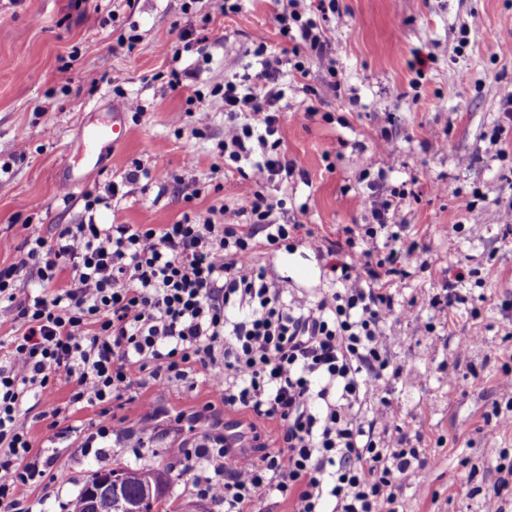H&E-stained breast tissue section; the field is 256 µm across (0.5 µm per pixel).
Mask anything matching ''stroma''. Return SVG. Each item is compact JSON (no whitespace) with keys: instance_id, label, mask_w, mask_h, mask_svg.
<instances>
[{"instance_id":"stroma-1","label":"stroma","mask_w":512,"mask_h":512,"mask_svg":"<svg viewBox=\"0 0 512 512\" xmlns=\"http://www.w3.org/2000/svg\"><path fill=\"white\" fill-rule=\"evenodd\" d=\"M0 0V236L11 249L0 252V268L18 260L20 226L39 225L53 236L57 225L86 218L83 194L117 187L99 224H172L190 210L223 201L247 207L237 173H213L217 144L224 137V103L212 93L233 75L253 72V50L265 43L269 58L282 57L288 43L272 22L281 0H245L239 13L214 12L209 0ZM200 28L198 52L179 60L163 54L182 32ZM136 31L134 50L117 37ZM337 77L311 63L307 76L289 73L279 101L282 136L300 174L267 194L285 199V222L299 230L274 253L258 252L268 277L296 295L319 300L328 291L334 258L308 245L306 228L329 242L344 240V227L366 224L379 198L405 188L392 216L402 235L428 248L426 267L412 266L395 278L407 317L388 324L398 342L390 357L400 374L388 399L413 444L436 464L402 492L403 512H483L492 493L501 451L512 454V429L489 434L493 406L512 407V392L498 382L512 371V232L505 225L512 208V0H336V12L322 23ZM207 65H198L199 55ZM197 71L194 88L171 87V69ZM122 75L126 96L144 110L127 113L128 139L115 147L94 145L86 125L110 123L116 95L106 75ZM313 110L312 119L299 112ZM211 115L203 138L191 130L197 113ZM394 155L380 151L384 134ZM24 156H17L18 135ZM99 166L87 163L90 154ZM195 165H188V158ZM173 174L169 183L123 182L134 165ZM79 183L62 198L64 178ZM220 193H213L214 183ZM200 189L185 202L189 189ZM496 280L481 283L487 266ZM459 287L467 303L439 316L432 297L445 286ZM433 323L425 334L424 323ZM478 337L460 350L462 337ZM456 379H449V372ZM150 447H137L132 428L105 447L87 450L72 443L54 451L56 468L68 483L31 487L25 498L37 512H64L99 470L170 469L169 496L176 504L201 502L189 462L174 455L178 443L226 421L224 405L205 384H175L162 400L143 394L117 413L138 421L153 417Z\"/></svg>"}]
</instances>
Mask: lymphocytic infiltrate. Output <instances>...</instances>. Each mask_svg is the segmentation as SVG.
Returning a JSON list of instances; mask_svg holds the SVG:
<instances>
[{
    "instance_id": "lymphocytic-infiltrate-1",
    "label": "lymphocytic infiltrate",
    "mask_w": 512,
    "mask_h": 512,
    "mask_svg": "<svg viewBox=\"0 0 512 512\" xmlns=\"http://www.w3.org/2000/svg\"><path fill=\"white\" fill-rule=\"evenodd\" d=\"M274 21L304 49L295 71L326 60L315 19L285 9ZM266 51L258 44V70L221 89L219 155L239 173L248 208L212 205L159 227L62 224L50 239L24 224V256L0 270V322L16 327L0 355V512H33L23 488L65 482L51 454L34 452L25 408L60 379L73 385L70 405L101 408L82 432L86 449L126 433L112 403L164 395L197 374L225 411L276 423L278 448L259 456L220 433L186 451L199 495L224 512L272 499L290 512H322L328 500L335 512H399L404 487L428 471L401 427L381 429L368 416L371 404L388 405L399 373L386 333L399 313L392 259L419 260L418 243L403 242L389 222L392 201L371 223L346 228L348 260L318 302L267 281L255 264L258 248L277 249L296 230L279 220L284 199L254 191L251 180L295 173L277 108L285 85ZM380 236L383 255L364 246ZM63 272L61 293H17L25 278L48 285Z\"/></svg>"
}]
</instances>
